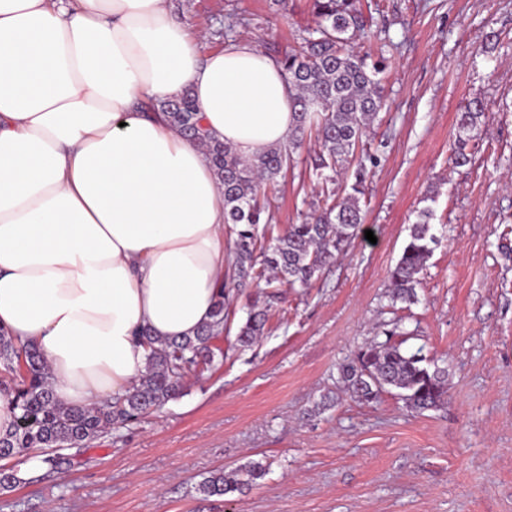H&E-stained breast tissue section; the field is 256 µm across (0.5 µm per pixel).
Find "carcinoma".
Segmentation results:
<instances>
[{"mask_svg":"<svg viewBox=\"0 0 512 512\" xmlns=\"http://www.w3.org/2000/svg\"><path fill=\"white\" fill-rule=\"evenodd\" d=\"M315 27L304 31L298 46L275 58L292 91L295 126L288 142L252 158L212 138L189 92L161 104L170 124L202 146L224 189V225L233 239L230 287L217 296L212 321L193 337L161 343L146 331L142 341L149 348L145 373L115 402L71 408L59 403L49 382L47 365L39 352L18 347L0 334V363L5 376L0 387L10 389L19 410L14 431L0 437V489L14 487L19 478L10 465L17 457L34 460L49 471L69 464L64 450L82 448L101 435L119 430L162 408L183 393L187 379L212 369L224 358L215 346L230 331V294L265 280L271 291L255 299L247 318L238 327L236 345L249 349L268 334L270 299L283 286L308 288L324 268L351 245L363 222L364 183L369 168L379 158L367 146V130L384 105L385 70L381 63L348 49L356 38L371 39L359 0H312ZM487 103L473 98L458 113L454 161L470 162L468 146L480 126ZM314 136L315 148L308 176L321 184L311 210L298 223L277 229L270 214L271 198L288 171L296 168L293 154L305 138ZM434 210H419L399 259L388 275L391 304L418 303L420 275L439 239L434 232ZM385 340H373L356 351L339 368L349 397L362 404L378 401L385 393L421 414L448 399V370L431 366L418 351L408 352L393 338L398 325L383 331ZM266 467L248 461L231 470H215L200 480L196 492L223 497L256 484Z\"/></svg>","mask_w":512,"mask_h":512,"instance_id":"obj_1","label":"carcinoma"}]
</instances>
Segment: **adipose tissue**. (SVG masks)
<instances>
[{
    "label": "adipose tissue",
    "mask_w": 512,
    "mask_h": 512,
    "mask_svg": "<svg viewBox=\"0 0 512 512\" xmlns=\"http://www.w3.org/2000/svg\"><path fill=\"white\" fill-rule=\"evenodd\" d=\"M185 91L241 156L292 131L274 59L201 54L170 0H0V333L41 352L64 405L124 395L142 330L211 320L223 189L197 141L139 110Z\"/></svg>",
    "instance_id": "ef3b65f1"
}]
</instances>
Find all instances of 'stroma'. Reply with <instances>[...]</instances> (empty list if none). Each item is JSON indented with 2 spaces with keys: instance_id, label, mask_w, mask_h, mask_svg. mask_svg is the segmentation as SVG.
Wrapping results in <instances>:
<instances>
[{
  "instance_id": "stroma-1",
  "label": "stroma",
  "mask_w": 512,
  "mask_h": 512,
  "mask_svg": "<svg viewBox=\"0 0 512 512\" xmlns=\"http://www.w3.org/2000/svg\"><path fill=\"white\" fill-rule=\"evenodd\" d=\"M361 3L392 43L354 45L387 65L362 233L311 288L284 289L258 344L226 347L159 412L69 449L61 474L15 460L0 512H512V0ZM172 6L206 53L235 40L274 56L314 25L311 0ZM474 97L488 108L459 167L456 116ZM429 195L440 243L419 303L394 306L388 273ZM394 320L404 350L447 362L442 408L345 394L340 363ZM324 395L331 407L311 414ZM252 459L269 467L257 485L196 494L209 472Z\"/></svg>"
}]
</instances>
